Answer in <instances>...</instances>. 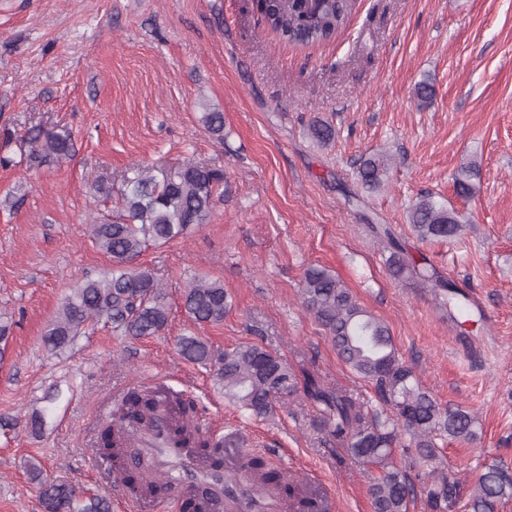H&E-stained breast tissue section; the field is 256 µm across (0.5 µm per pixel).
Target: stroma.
<instances>
[{"label":"stroma","mask_w":512,"mask_h":512,"mask_svg":"<svg viewBox=\"0 0 512 512\" xmlns=\"http://www.w3.org/2000/svg\"><path fill=\"white\" fill-rule=\"evenodd\" d=\"M422 81L433 88L424 105ZM212 110L224 114L220 142L200 121ZM317 120L334 126V141L310 138ZM37 125L69 131L74 156L22 162L17 139ZM383 152L393 158L383 184L364 189L361 160ZM186 162L223 170L224 182L206 224L139 259L167 290V327L133 339L99 325L47 354L62 298L112 266L89 238L92 218L111 208L93 184ZM470 162L480 177L462 197L453 178ZM423 194L463 217L456 238L418 240L408 215ZM371 222L469 287L483 324L457 327L433 289L394 277ZM312 265L389 326L440 407L478 420V440H445L433 466H410L399 448L396 466L418 482L444 472L468 492L493 460L512 462V0H357L344 31L309 47L281 43L249 0H0V313L14 321L0 417L19 422L0 433V512H42L31 462L120 512L124 487L93 448L100 414L156 376L195 400L211 432L252 430L255 454L321 480L333 512H372L380 469L326 443L306 401L250 416L176 347L184 334L220 350L258 343L373 398L301 303ZM201 275L232 297L221 324H194L182 307ZM44 407V430L25 429Z\"/></svg>","instance_id":"1"}]
</instances>
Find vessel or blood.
<instances>
[{
  "label": "vessel or blood",
  "instance_id": "1",
  "mask_svg": "<svg viewBox=\"0 0 512 512\" xmlns=\"http://www.w3.org/2000/svg\"><path fill=\"white\" fill-rule=\"evenodd\" d=\"M180 423L172 393L162 389L146 421L127 438L128 445L141 448L155 461L152 474L164 490L156 499L158 507L178 512L179 493L200 487L205 492L202 512H279L276 490L257 478L245 474L230 483L224 480L230 472L226 457L242 460L252 455L249 439L227 433L219 454L205 458L176 434Z\"/></svg>",
  "mask_w": 512,
  "mask_h": 512
}]
</instances>
